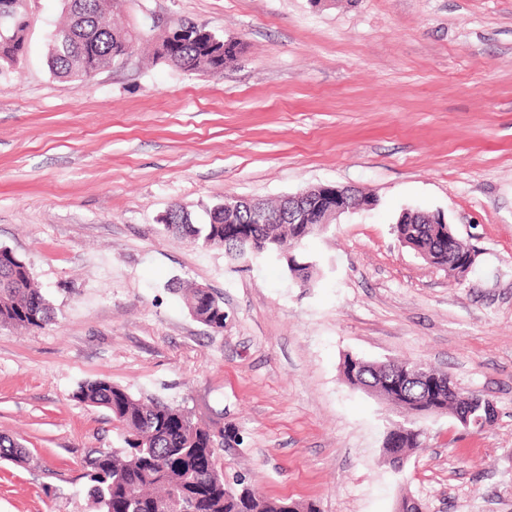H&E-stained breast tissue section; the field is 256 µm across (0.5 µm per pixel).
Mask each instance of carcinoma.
<instances>
[{
    "instance_id": "carcinoma-1",
    "label": "carcinoma",
    "mask_w": 512,
    "mask_h": 512,
    "mask_svg": "<svg viewBox=\"0 0 512 512\" xmlns=\"http://www.w3.org/2000/svg\"><path fill=\"white\" fill-rule=\"evenodd\" d=\"M127 0H63L66 22L57 28L62 38L51 37L48 47L50 72L73 82L91 78V73L119 62V46L129 40L130 28L112 22L114 12ZM26 23L19 16L8 18L6 42L0 41V68L14 64L26 51ZM194 22H182L186 32L158 38V58L187 71L215 72L216 61L203 52L190 29ZM163 230L193 244L218 246L233 258L246 260L257 255H274L289 275L306 284L312 278V264L284 250L298 236L308 237L316 225L253 224L244 208L233 211L214 207L205 224L195 222L192 212L182 206L161 217ZM401 243L433 265L453 273V260L474 251L458 239H451L449 224H397ZM190 314L200 323L224 331V303L206 288L183 287ZM55 319L53 309L35 285L28 264L11 250L0 248V327L42 328ZM415 362L390 358L369 363L347 356L341 368L352 387H375L384 398L406 411L409 401L387 381L410 372ZM421 378L433 383L435 397L449 401L448 409L488 413L491 398L481 392L459 387L446 371L423 367ZM74 398L107 409L124 436L125 447L97 450L85 460L90 496L100 512H269L264 505L288 504L287 498H273L252 492L238 497L229 492L217 449L222 439L234 437L229 430L214 432L196 422L183 410L155 399H141L105 379L88 380L78 386ZM404 429L390 434L393 447L415 452L421 444ZM26 453L18 443L0 437V458L16 461Z\"/></svg>"
}]
</instances>
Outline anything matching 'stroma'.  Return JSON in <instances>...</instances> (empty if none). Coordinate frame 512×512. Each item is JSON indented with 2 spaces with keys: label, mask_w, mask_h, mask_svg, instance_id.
<instances>
[{
  "label": "stroma",
  "mask_w": 512,
  "mask_h": 512,
  "mask_svg": "<svg viewBox=\"0 0 512 512\" xmlns=\"http://www.w3.org/2000/svg\"><path fill=\"white\" fill-rule=\"evenodd\" d=\"M27 50L0 72V247L24 259L55 320L0 328V512H96L84 459L123 445L87 380L232 427L224 478L320 512H512V0H127L123 24L192 21L240 41L223 73L143 41L73 83L47 65L62 0H27ZM351 185L377 206L304 241L309 285L266 257L228 260L163 231L171 203L279 200ZM443 212L478 252L465 281L394 232ZM210 288L224 330L175 285ZM421 360L495 400L460 436L422 420L394 470L399 411L347 385L345 355Z\"/></svg>",
  "instance_id": "stroma-1"
}]
</instances>
